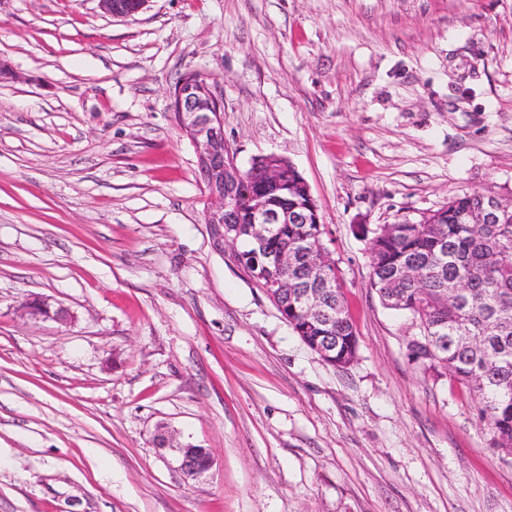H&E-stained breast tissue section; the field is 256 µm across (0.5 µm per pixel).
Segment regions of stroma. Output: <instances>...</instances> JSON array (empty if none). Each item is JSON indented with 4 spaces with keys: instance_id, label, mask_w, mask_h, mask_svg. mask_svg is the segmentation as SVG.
Listing matches in <instances>:
<instances>
[{
    "instance_id": "stroma-1",
    "label": "stroma",
    "mask_w": 512,
    "mask_h": 512,
    "mask_svg": "<svg viewBox=\"0 0 512 512\" xmlns=\"http://www.w3.org/2000/svg\"><path fill=\"white\" fill-rule=\"evenodd\" d=\"M0 60V512H512V457L411 358L361 235L512 199V0H0ZM190 71L241 169L274 154L308 183L350 365L206 224L171 110ZM35 296L68 319L24 316Z\"/></svg>"
}]
</instances>
